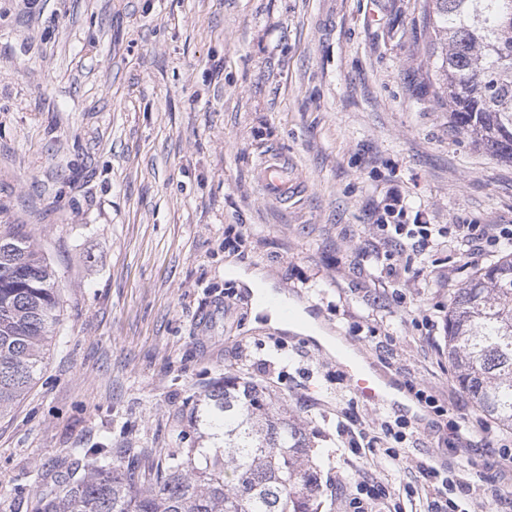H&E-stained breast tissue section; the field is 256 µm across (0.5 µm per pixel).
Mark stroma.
I'll use <instances>...</instances> for the list:
<instances>
[{
  "label": "stroma",
  "mask_w": 512,
  "mask_h": 512,
  "mask_svg": "<svg viewBox=\"0 0 512 512\" xmlns=\"http://www.w3.org/2000/svg\"><path fill=\"white\" fill-rule=\"evenodd\" d=\"M421 0H0V231L21 225L57 273L61 316L29 392L0 413V512L58 490L79 448L148 458L200 447L205 395L227 375L267 387L312 433L347 512L376 479L398 512H512L491 493L512 457L454 448L455 424L512 445L458 390L448 291L512 238L392 256L364 251L400 197L403 224L512 227V163L450 128L427 83ZM285 161L288 195L257 172ZM255 276L340 337L388 384L446 403H371L303 325L259 311ZM402 443L384 437L396 420ZM380 436L364 456L348 425ZM396 447L402 460L385 455ZM474 483L437 494L418 465Z\"/></svg>",
  "instance_id": "1"
}]
</instances>
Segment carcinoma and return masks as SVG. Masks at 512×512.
I'll list each match as a JSON object with an SVG mask.
<instances>
[{
    "label": "carcinoma",
    "mask_w": 512,
    "mask_h": 512,
    "mask_svg": "<svg viewBox=\"0 0 512 512\" xmlns=\"http://www.w3.org/2000/svg\"><path fill=\"white\" fill-rule=\"evenodd\" d=\"M437 40L432 80L457 133L512 162V0H423ZM60 316L56 274L23 231L0 233V412L25 394ZM448 360L477 410L512 429V253L448 296ZM208 448L151 464L84 452L71 481L30 512H320L325 489L305 428L282 400L240 377L206 395Z\"/></svg>",
    "instance_id": "obj_1"
}]
</instances>
